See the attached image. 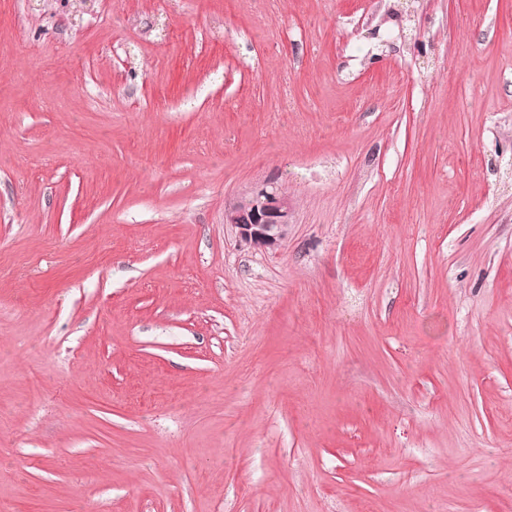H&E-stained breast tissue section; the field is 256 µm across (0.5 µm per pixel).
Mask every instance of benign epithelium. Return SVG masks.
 <instances>
[{
  "instance_id": "1",
  "label": "benign epithelium",
  "mask_w": 512,
  "mask_h": 512,
  "mask_svg": "<svg viewBox=\"0 0 512 512\" xmlns=\"http://www.w3.org/2000/svg\"><path fill=\"white\" fill-rule=\"evenodd\" d=\"M224 223L231 225L238 241L249 248L275 250L288 237L293 207L275 182L262 181L224 206Z\"/></svg>"
}]
</instances>
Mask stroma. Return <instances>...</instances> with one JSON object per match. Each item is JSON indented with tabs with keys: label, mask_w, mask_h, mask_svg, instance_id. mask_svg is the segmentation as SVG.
<instances>
[{
	"label": "stroma",
	"mask_w": 512,
	"mask_h": 512,
	"mask_svg": "<svg viewBox=\"0 0 512 512\" xmlns=\"http://www.w3.org/2000/svg\"><path fill=\"white\" fill-rule=\"evenodd\" d=\"M509 61L512 0H0V506L512 512ZM224 222L235 229L240 243L266 252L280 247L288 237L293 207L275 182L262 181L225 204Z\"/></svg>",
	"instance_id": "stroma-1"
}]
</instances>
